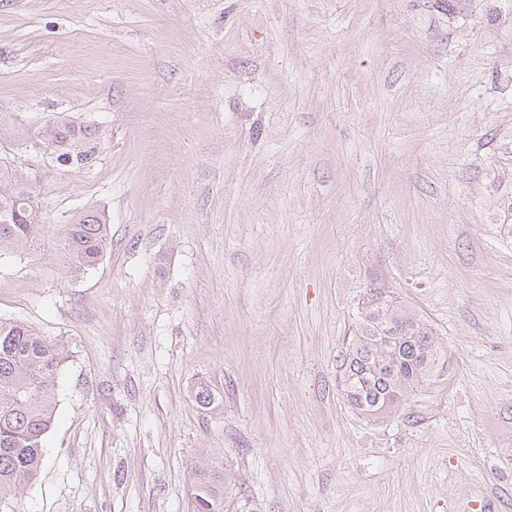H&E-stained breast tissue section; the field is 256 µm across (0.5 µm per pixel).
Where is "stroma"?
Returning a JSON list of instances; mask_svg holds the SVG:
<instances>
[{"label": "stroma", "instance_id": "1", "mask_svg": "<svg viewBox=\"0 0 512 512\" xmlns=\"http://www.w3.org/2000/svg\"><path fill=\"white\" fill-rule=\"evenodd\" d=\"M0 109L43 223L110 224L80 274L0 259L68 352L15 512H193L204 450L224 512H512V0H0ZM373 287L444 353L377 420L338 372ZM39 134L58 153L57 159L66 164L84 166L96 154V134L88 126L58 117L48 120Z\"/></svg>", "mask_w": 512, "mask_h": 512}]
</instances>
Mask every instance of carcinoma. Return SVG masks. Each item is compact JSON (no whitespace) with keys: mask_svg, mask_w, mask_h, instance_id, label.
Masks as SVG:
<instances>
[{"mask_svg":"<svg viewBox=\"0 0 512 512\" xmlns=\"http://www.w3.org/2000/svg\"><path fill=\"white\" fill-rule=\"evenodd\" d=\"M40 134L66 164L84 166L96 154L95 132L65 118L47 121ZM33 194L30 179L0 164V256L49 247L74 273L95 266L109 244L105 214L78 210L49 230L39 204L30 203ZM440 356L429 325L395 293L373 288L359 307L355 339L343 357V392L359 414L384 418L432 373ZM64 360L63 350L33 328L0 319V505L41 468ZM192 490L196 512H224V471L214 461L195 466Z\"/></svg>","mask_w":512,"mask_h":512,"instance_id":"cac0c4a2","label":"carcinoma"}]
</instances>
